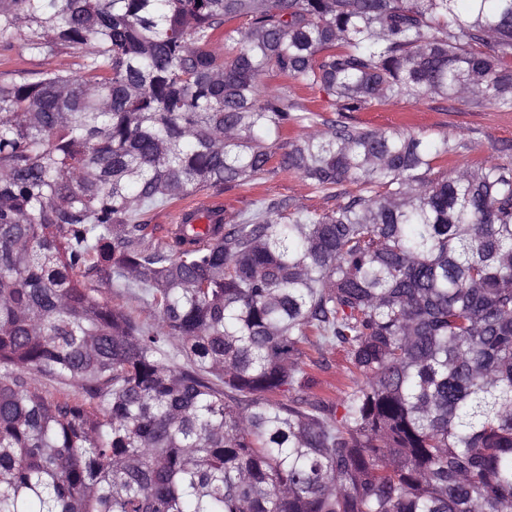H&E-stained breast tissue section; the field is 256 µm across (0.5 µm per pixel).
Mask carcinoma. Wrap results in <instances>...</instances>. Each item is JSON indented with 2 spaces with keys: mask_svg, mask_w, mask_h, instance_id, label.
Listing matches in <instances>:
<instances>
[{
  "mask_svg": "<svg viewBox=\"0 0 512 512\" xmlns=\"http://www.w3.org/2000/svg\"><path fill=\"white\" fill-rule=\"evenodd\" d=\"M18 38L78 62L0 81V512H512V162L350 121L511 111L512 0H0ZM277 171L336 207L153 236ZM328 369L320 370L313 368L310 372L318 381L317 389L320 392L329 393L336 396L337 381H343L341 374L345 366V358L342 352L336 351L327 357Z\"/></svg>",
  "mask_w": 512,
  "mask_h": 512,
  "instance_id": "carcinoma-1",
  "label": "carcinoma"
}]
</instances>
